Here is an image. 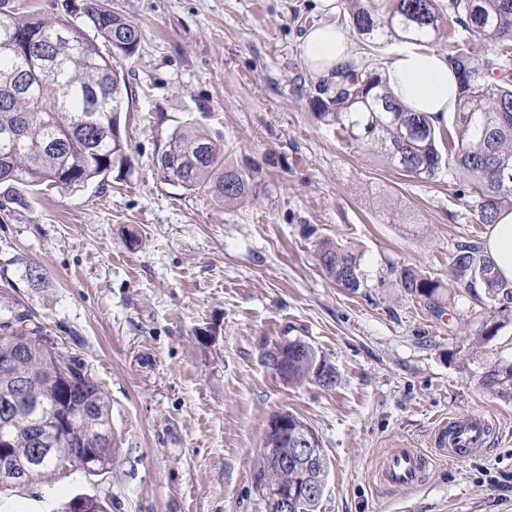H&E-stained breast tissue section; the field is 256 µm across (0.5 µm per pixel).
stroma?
<instances>
[{
	"instance_id": "35a3bbf8",
	"label": "stroma",
	"mask_w": 512,
	"mask_h": 512,
	"mask_svg": "<svg viewBox=\"0 0 512 512\" xmlns=\"http://www.w3.org/2000/svg\"><path fill=\"white\" fill-rule=\"evenodd\" d=\"M110 6L144 33L120 61L128 162L74 192L0 184V290L93 370L119 449L109 473L74 469L0 497V512L77 496L106 512H266L256 482L281 412L313 428L328 460L318 512H512V401L475 376L512 349V325L478 342L477 300L457 293L438 318L394 273L447 279L455 243L489 230L455 201L459 183L401 175L315 117L300 42L323 20L314 0ZM182 125L222 138L260 198L227 207L164 181L157 155ZM324 237L361 254L358 292L320 269ZM23 260L45 287H29ZM285 336L334 364L336 388L291 386L263 364ZM473 411L493 417L476 457H437L415 488L375 481L391 440L429 450L436 422Z\"/></svg>"
}]
</instances>
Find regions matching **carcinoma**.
Wrapping results in <instances>:
<instances>
[{
    "label": "carcinoma",
    "instance_id": "carcinoma-1",
    "mask_svg": "<svg viewBox=\"0 0 512 512\" xmlns=\"http://www.w3.org/2000/svg\"><path fill=\"white\" fill-rule=\"evenodd\" d=\"M474 37H490V56L473 54L466 42L448 44L445 58L459 92L451 124L410 110L390 91L377 70L347 66L319 80L311 96L316 116L336 126L347 146L383 156L411 176L466 179L463 195L477 223L491 227L512 209V0H350L353 29L382 42H437L447 12ZM143 38L140 26L112 11L109 0H86L76 8L63 0L47 22L16 0H0V184L51 186L74 190L105 179L128 160L121 133L126 79L119 59L134 53ZM110 51L103 52L102 46ZM159 172L174 185L214 196L226 206L261 187L254 177L225 161L224 145L184 125L167 137L157 157ZM317 260L327 277L351 293L364 285L362 256L325 238ZM450 270L456 288L496 308L492 319L475 315L477 336L489 342L512 322V282L502 278L492 258L473 241L457 243ZM397 284L430 314L447 308V286L416 267L403 266ZM29 322L28 329L11 323ZM287 357V384H321L322 372L336 368L308 342H278ZM0 466L23 465L25 486L48 484L64 474L62 462L85 453L81 444L112 437V402L96 376L19 300L0 292ZM479 385L512 399V357L482 366ZM47 442L37 445L35 431ZM43 448L33 460L35 447ZM265 465L258 486L266 491L282 480Z\"/></svg>",
    "mask_w": 512,
    "mask_h": 512
}]
</instances>
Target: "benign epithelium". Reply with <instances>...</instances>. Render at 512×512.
<instances>
[{"label": "benign epithelium", "instance_id": "benign-epithelium-1", "mask_svg": "<svg viewBox=\"0 0 512 512\" xmlns=\"http://www.w3.org/2000/svg\"><path fill=\"white\" fill-rule=\"evenodd\" d=\"M272 426L283 437L290 438L291 457H283V473H292L291 480H283L268 493V503L276 512H296L298 504L308 498H321L324 493L327 469L323 457L314 447L310 433L292 425L288 414L282 413L272 421Z\"/></svg>", "mask_w": 512, "mask_h": 512}]
</instances>
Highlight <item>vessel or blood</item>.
I'll return each mask as SVG.
<instances>
[{
  "label": "vessel or blood",
  "mask_w": 512,
  "mask_h": 512,
  "mask_svg": "<svg viewBox=\"0 0 512 512\" xmlns=\"http://www.w3.org/2000/svg\"><path fill=\"white\" fill-rule=\"evenodd\" d=\"M490 431L489 420L477 413L450 415L439 423L432 436L433 454H426L402 439L389 444L378 459L374 476L378 483L390 487L412 488L422 483L433 456L456 461L467 460L478 454Z\"/></svg>",
  "instance_id": "b4317fda"
}]
</instances>
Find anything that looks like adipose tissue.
I'll return each instance as SVG.
<instances>
[{"label": "adipose tissue", "instance_id": "ef3b65f1", "mask_svg": "<svg viewBox=\"0 0 512 512\" xmlns=\"http://www.w3.org/2000/svg\"><path fill=\"white\" fill-rule=\"evenodd\" d=\"M305 66L317 77L347 66L352 43L346 31L329 22L309 29L301 42ZM387 83L393 94L413 111L438 118L456 108V77L444 55L405 43L386 66ZM501 276L512 281V211H501L484 245Z\"/></svg>", "mask_w": 512, "mask_h": 512}]
</instances>
